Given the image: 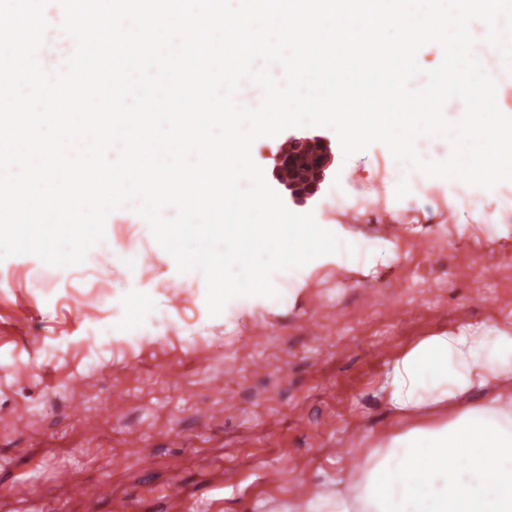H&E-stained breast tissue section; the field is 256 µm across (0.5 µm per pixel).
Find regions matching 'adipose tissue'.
Segmentation results:
<instances>
[{"label": "adipose tissue", "mask_w": 512, "mask_h": 512, "mask_svg": "<svg viewBox=\"0 0 512 512\" xmlns=\"http://www.w3.org/2000/svg\"><path fill=\"white\" fill-rule=\"evenodd\" d=\"M448 193L465 207L501 195L497 223L512 213L498 167L462 181L455 155ZM117 323L133 333L157 320L136 278L116 290ZM381 398L417 426L384 439L336 491L297 512H512V327L464 324L417 341L391 365Z\"/></svg>", "instance_id": "obj_1"}]
</instances>
